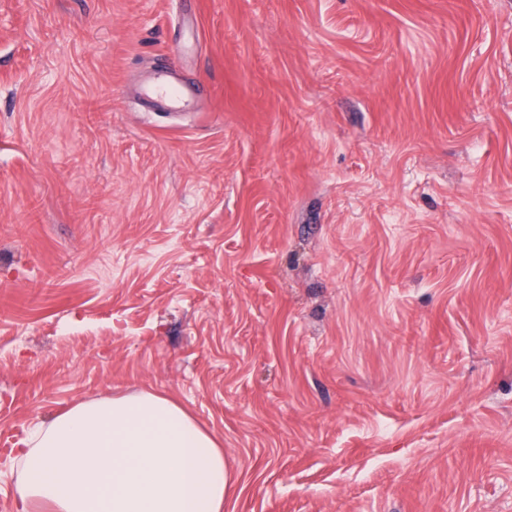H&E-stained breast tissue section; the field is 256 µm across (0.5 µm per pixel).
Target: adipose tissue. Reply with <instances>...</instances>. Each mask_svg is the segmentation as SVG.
I'll list each match as a JSON object with an SVG mask.
<instances>
[{"label": "adipose tissue", "instance_id": "obj_1", "mask_svg": "<svg viewBox=\"0 0 512 512\" xmlns=\"http://www.w3.org/2000/svg\"><path fill=\"white\" fill-rule=\"evenodd\" d=\"M16 512H224L233 476L215 435L154 391L80 402L15 453Z\"/></svg>", "mask_w": 512, "mask_h": 512}]
</instances>
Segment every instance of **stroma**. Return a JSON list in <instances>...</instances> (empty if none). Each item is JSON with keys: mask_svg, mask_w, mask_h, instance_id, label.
Returning a JSON list of instances; mask_svg holds the SVG:
<instances>
[{"mask_svg": "<svg viewBox=\"0 0 512 512\" xmlns=\"http://www.w3.org/2000/svg\"><path fill=\"white\" fill-rule=\"evenodd\" d=\"M140 390L224 512H512V0H0V512ZM175 65H167L158 71L155 80L146 90V96L153 100L158 108H180L184 99L180 96L174 82Z\"/></svg>", "mask_w": 512, "mask_h": 512, "instance_id": "1", "label": "stroma"}]
</instances>
